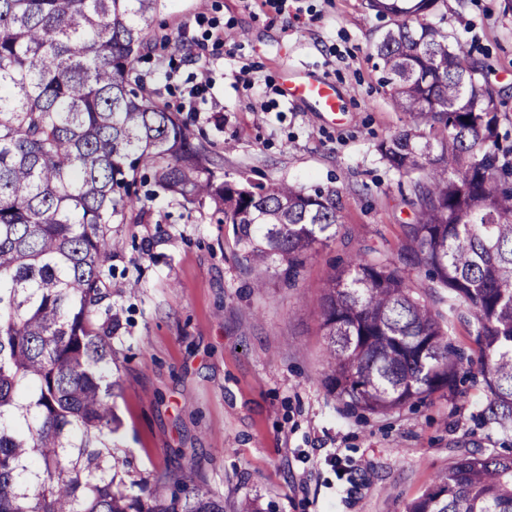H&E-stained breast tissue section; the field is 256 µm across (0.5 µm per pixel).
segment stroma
Masks as SVG:
<instances>
[{
	"label": "stroma",
	"instance_id": "35a3bbf8",
	"mask_svg": "<svg viewBox=\"0 0 512 512\" xmlns=\"http://www.w3.org/2000/svg\"><path fill=\"white\" fill-rule=\"evenodd\" d=\"M441 10L502 101L500 141L511 147L512 10L503 0ZM390 26L367 0H167L154 14L140 68L223 154L227 178L335 185L345 196L335 239L296 281L273 268L257 288L219 214L139 186L152 219L113 225L104 276L121 324L115 440L130 470L195 459L224 512L246 498L262 512H404L464 449L512 454V431L482 421V376L456 397L385 415L347 408L320 382L323 283L360 249L396 256L414 220L409 179L378 149L408 124L375 66ZM291 70L336 85L342 111L287 100Z\"/></svg>",
	"mask_w": 512,
	"mask_h": 512
}]
</instances>
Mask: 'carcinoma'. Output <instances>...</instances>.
<instances>
[{
  "mask_svg": "<svg viewBox=\"0 0 512 512\" xmlns=\"http://www.w3.org/2000/svg\"><path fill=\"white\" fill-rule=\"evenodd\" d=\"M160 0H0V512H224L178 473L125 480L112 398L119 330L101 307L112 225L145 223L152 194L210 205L264 285L294 280L343 223L344 190L245 186L191 120L137 68ZM393 27L375 45L406 129L380 145L412 182L416 222L398 259L367 248L333 271L319 302L322 385L353 409L387 413L464 372L448 313L474 323L487 420L512 429V149L501 107L466 45L434 22L440 0H368ZM428 283L417 287L412 274ZM137 486L132 494L127 486ZM405 512H512V455L458 454Z\"/></svg>",
  "mask_w": 512,
  "mask_h": 512,
  "instance_id": "carcinoma-1",
  "label": "carcinoma"
}]
</instances>
